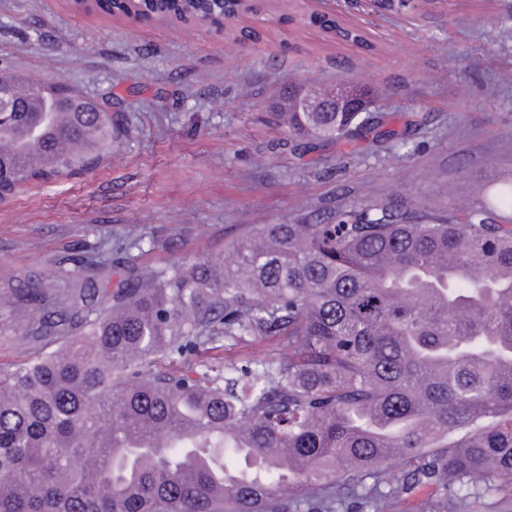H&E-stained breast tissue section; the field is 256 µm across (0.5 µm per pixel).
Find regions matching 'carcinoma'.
<instances>
[{"instance_id":"obj_1","label":"carcinoma","mask_w":512,"mask_h":512,"mask_svg":"<svg viewBox=\"0 0 512 512\" xmlns=\"http://www.w3.org/2000/svg\"><path fill=\"white\" fill-rule=\"evenodd\" d=\"M133 20H236L252 0H75ZM309 24L336 35V19ZM344 38L372 51L365 32ZM0 198L81 175L112 113L0 67ZM289 140L406 145L384 112H288ZM138 239L63 291L13 295L30 357L0 367V512H420L512 491V172L460 210L345 201L142 270ZM117 281H112V275ZM288 353L243 363L224 345Z\"/></svg>"}]
</instances>
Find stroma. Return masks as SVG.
Wrapping results in <instances>:
<instances>
[{"mask_svg": "<svg viewBox=\"0 0 512 512\" xmlns=\"http://www.w3.org/2000/svg\"><path fill=\"white\" fill-rule=\"evenodd\" d=\"M242 17L258 43L216 28L112 17L72 0H0V66L52 78L111 111L121 133L93 170L0 200V366L28 349L10 290L34 273L71 285L72 253L140 235L136 265L157 268L224 250L236 227L289 224L304 211L392 195L444 200L512 170V0H451L424 15L381 17L359 0H306L310 12L364 27L367 52L288 20L282 0ZM355 79L375 107L428 114L414 143L380 154L342 142L311 172L274 125L278 90Z\"/></svg>", "mask_w": 512, "mask_h": 512, "instance_id": "1", "label": "stroma"}]
</instances>
